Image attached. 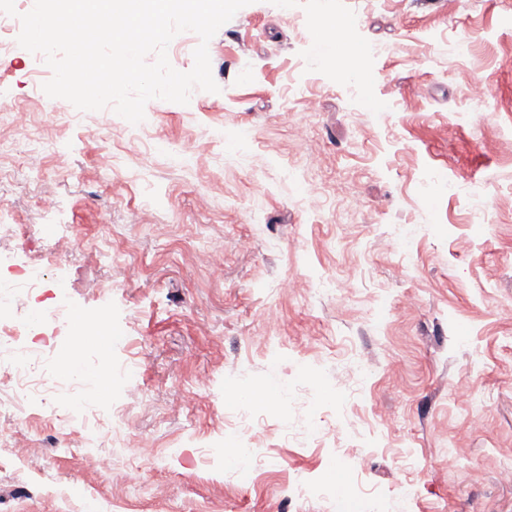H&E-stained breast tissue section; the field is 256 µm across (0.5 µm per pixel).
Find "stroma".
<instances>
[{"mask_svg":"<svg viewBox=\"0 0 512 512\" xmlns=\"http://www.w3.org/2000/svg\"><path fill=\"white\" fill-rule=\"evenodd\" d=\"M327 18L350 45L322 61ZM208 51L219 92L151 100L134 133L109 108L62 121L39 61L0 53V251L69 294L54 376L88 372L0 407V512H512L482 465L512 466V0H252ZM73 397L123 404L134 465L52 426ZM238 410L251 483L224 459Z\"/></svg>","mask_w":512,"mask_h":512,"instance_id":"1","label":"stroma"}]
</instances>
